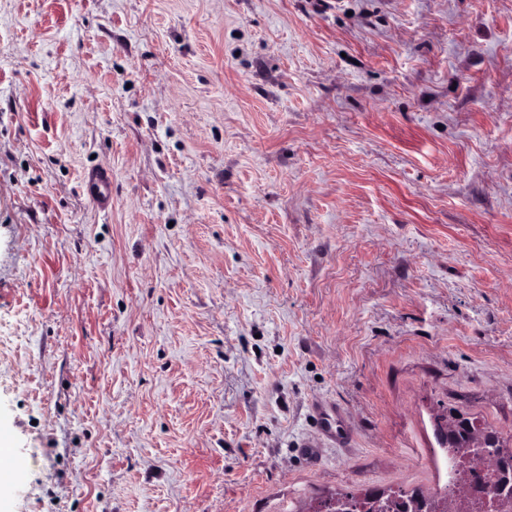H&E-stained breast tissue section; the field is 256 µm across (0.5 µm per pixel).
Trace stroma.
<instances>
[{"label": "stroma", "instance_id": "1", "mask_svg": "<svg viewBox=\"0 0 512 512\" xmlns=\"http://www.w3.org/2000/svg\"><path fill=\"white\" fill-rule=\"evenodd\" d=\"M452 408L512 438V0H0V512L432 491Z\"/></svg>", "mask_w": 512, "mask_h": 512}]
</instances>
